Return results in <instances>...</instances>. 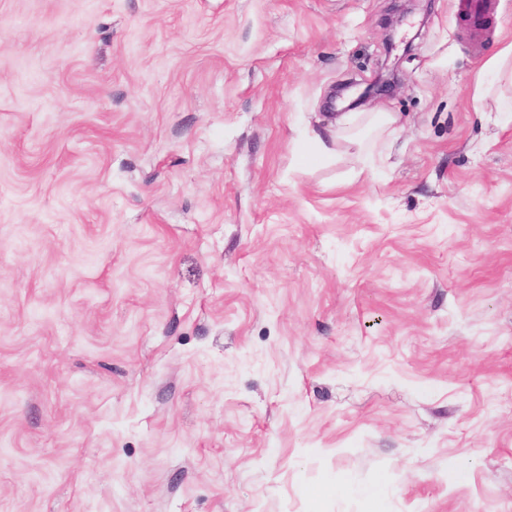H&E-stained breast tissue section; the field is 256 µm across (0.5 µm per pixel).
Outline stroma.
Listing matches in <instances>:
<instances>
[{"label": "stroma", "mask_w": 512, "mask_h": 512, "mask_svg": "<svg viewBox=\"0 0 512 512\" xmlns=\"http://www.w3.org/2000/svg\"><path fill=\"white\" fill-rule=\"evenodd\" d=\"M391 8L0 0V512H512V0ZM399 61L400 57L397 58L392 66H388L387 63L385 65L382 64L377 77L363 90L360 89L361 83L356 81H350L346 83L344 90H352L354 94H357V97L355 100L343 107V110L352 109L355 105L372 98L375 94H377V92L385 90L384 88L394 83L395 79H397L399 71Z\"/></svg>", "instance_id": "1"}]
</instances>
